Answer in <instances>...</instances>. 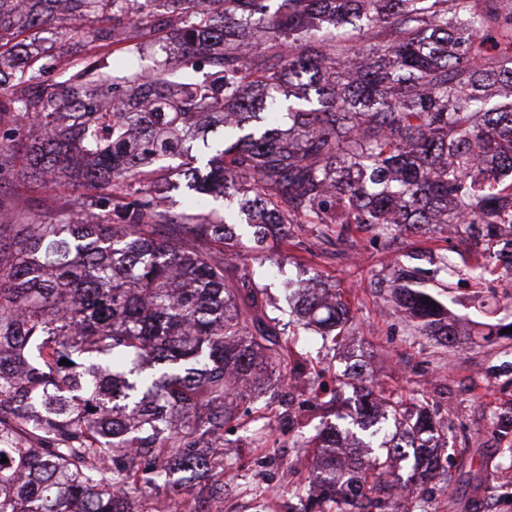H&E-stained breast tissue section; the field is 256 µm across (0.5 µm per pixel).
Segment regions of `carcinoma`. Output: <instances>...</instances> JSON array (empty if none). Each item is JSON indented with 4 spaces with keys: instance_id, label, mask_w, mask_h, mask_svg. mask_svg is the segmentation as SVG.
Instances as JSON below:
<instances>
[{
    "instance_id": "obj_1",
    "label": "carcinoma",
    "mask_w": 512,
    "mask_h": 512,
    "mask_svg": "<svg viewBox=\"0 0 512 512\" xmlns=\"http://www.w3.org/2000/svg\"><path fill=\"white\" fill-rule=\"evenodd\" d=\"M0 0V32L112 15L84 32L118 45L144 36L180 50L150 71L92 63L60 92L39 88L40 53L0 55V173L58 175L105 190L48 221L0 224V512H157L144 487L185 512L190 482L224 469V427L268 409L269 381L306 375L288 325L247 260L275 271L291 227L341 239L441 235L469 268L512 272V0ZM211 72L197 76L196 56ZM308 108L288 106L285 82ZM186 190L174 215L170 193ZM222 199V222L206 211ZM253 228L237 287L224 248ZM288 284L297 323L336 346L351 329L342 295ZM392 301L423 336L456 341L448 308L401 272ZM430 302H425V299ZM66 359L72 365H62ZM348 418L378 451L337 488L332 424L305 485L304 512H416L440 465L445 419L363 388ZM397 429L389 433L388 420ZM414 455L410 495L393 463Z\"/></svg>"
}]
</instances>
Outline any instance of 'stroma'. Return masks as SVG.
I'll use <instances>...</instances> for the list:
<instances>
[{
    "instance_id": "stroma-1",
    "label": "stroma",
    "mask_w": 512,
    "mask_h": 512,
    "mask_svg": "<svg viewBox=\"0 0 512 512\" xmlns=\"http://www.w3.org/2000/svg\"><path fill=\"white\" fill-rule=\"evenodd\" d=\"M72 23L59 20L39 29L37 39L53 49L45 59L41 84L61 90L70 75L93 61L115 63L130 58L152 69L164 54L158 47L123 52L75 36ZM90 188L35 183L9 171L0 175V200H20L22 223L49 220L61 207L73 208ZM297 244L283 251L282 270L266 276L255 267V279L283 321L292 319L286 288L319 275L328 286L344 289L354 330L338 350L322 348L310 331L290 324L295 348L308 369L323 371L327 391H341L335 411L310 401L308 393L288 385L274 388L273 416L227 431L236 452L227 457L237 481L224 492V512H299L295 494L308 475L296 461L289 438L314 437L353 404L361 386L378 384L404 399L425 397L448 423L449 482L433 481L427 512H512V483L500 473L512 469V338L492 341L463 336L451 347L420 335L390 298L389 283L399 266L415 269L420 288L438 294L448 320L461 328L512 322V275L493 267L482 280L471 278L465 247L457 240L423 236H373L350 229L345 240L313 241L305 226L294 228ZM453 256L454 270L439 267L440 255ZM359 367L358 383L338 387L335 377Z\"/></svg>"
}]
</instances>
